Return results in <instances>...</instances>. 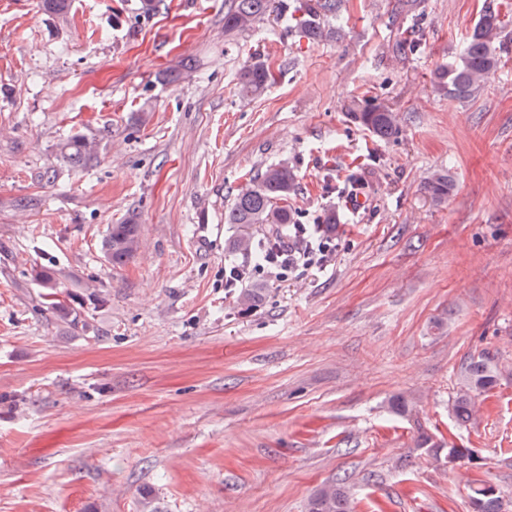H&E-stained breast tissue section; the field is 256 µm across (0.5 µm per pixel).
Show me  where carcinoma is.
Wrapping results in <instances>:
<instances>
[{
    "label": "carcinoma",
    "mask_w": 512,
    "mask_h": 512,
    "mask_svg": "<svg viewBox=\"0 0 512 512\" xmlns=\"http://www.w3.org/2000/svg\"><path fill=\"white\" fill-rule=\"evenodd\" d=\"M224 14V27L231 31H244L274 8L275 0H229ZM343 0H314L301 15L290 14L292 26L310 37L340 35V29L328 28L325 21L340 20ZM502 20L496 0H486L482 13L474 25L467 45L458 60L435 73L434 85L447 96L468 99L482 89L488 73L500 61V33ZM270 81V73L263 61L249 63L239 77L240 92L256 96ZM355 119L376 137L386 140L394 137L399 127L397 116L388 106L369 104L355 113ZM61 160L72 168L82 169L98 157V144L83 135L67 138L58 145ZM297 190V176L287 163L271 164L249 178L235 196L229 210L224 213V223L243 228L231 243L234 251L250 254L253 250L265 251L276 236L279 227L293 223V212L288 200ZM431 199L441 203L448 199L450 183L448 174L435 172L426 182ZM257 224L276 226L275 235L261 246L253 244L247 228ZM139 225L132 219L123 224H112L101 242L105 260L113 266L125 264L139 249ZM57 317L73 326L79 323L75 309L56 301L50 302ZM499 382V369L495 360L482 353L461 367L460 387L448 406V412L457 427H465L476 420L478 397L494 389ZM473 512H501V496L490 485L480 484L470 488ZM350 495L344 480L320 488L309 500L307 512H351Z\"/></svg>",
    "instance_id": "carcinoma-1"
}]
</instances>
